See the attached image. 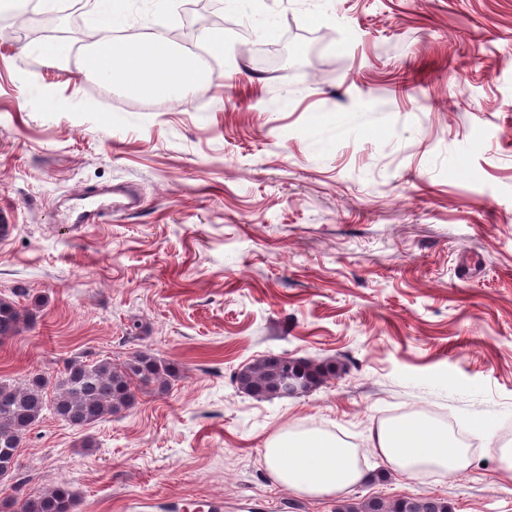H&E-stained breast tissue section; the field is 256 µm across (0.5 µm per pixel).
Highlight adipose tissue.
Listing matches in <instances>:
<instances>
[{"instance_id":"ef3b65f1","label":"adipose tissue","mask_w":512,"mask_h":512,"mask_svg":"<svg viewBox=\"0 0 512 512\" xmlns=\"http://www.w3.org/2000/svg\"><path fill=\"white\" fill-rule=\"evenodd\" d=\"M102 27L93 44L96 74L121 89L167 95L197 90L202 71L194 51L174 48L161 37L116 46ZM367 445L391 470L414 479L427 473L454 475L470 466V448L448 426L415 413L386 420L368 430ZM358 448L319 428H291L271 436L263 458L272 479L297 495L321 497L343 493L366 474Z\"/></svg>"}]
</instances>
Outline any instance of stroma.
<instances>
[{"label": "stroma", "instance_id": "1", "mask_svg": "<svg viewBox=\"0 0 512 512\" xmlns=\"http://www.w3.org/2000/svg\"><path fill=\"white\" fill-rule=\"evenodd\" d=\"M189 0H121L130 40L182 29ZM87 7L55 36L0 26V297L36 325L0 341V379L148 350L168 390L83 429L45 416L0 500L68 482L82 512H335L434 496L512 512V0H228L205 88L137 97L81 68ZM59 53L45 59L41 49ZM138 211L71 224L85 187ZM268 354L334 358L316 391L256 401L233 379ZM447 416L473 463L298 496L262 448L291 426L357 446L372 422Z\"/></svg>", "mask_w": 512, "mask_h": 512}]
</instances>
